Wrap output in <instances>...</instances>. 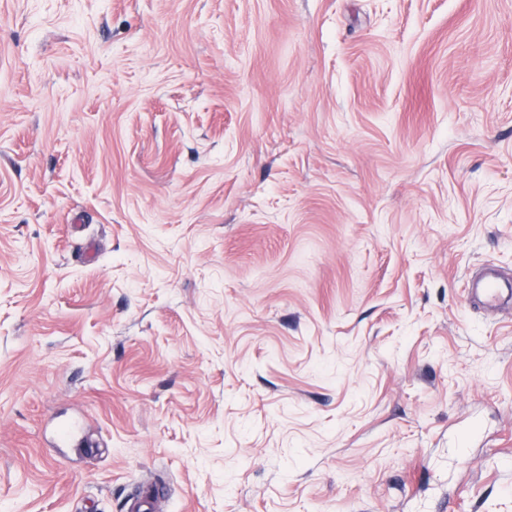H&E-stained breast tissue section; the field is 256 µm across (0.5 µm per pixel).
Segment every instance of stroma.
Masks as SVG:
<instances>
[{
  "mask_svg": "<svg viewBox=\"0 0 512 512\" xmlns=\"http://www.w3.org/2000/svg\"><path fill=\"white\" fill-rule=\"evenodd\" d=\"M487 265L512 0H0V512H512ZM474 291L477 293L478 300L489 307L498 306L503 298L501 287L491 272L484 276L481 285Z\"/></svg>",
  "mask_w": 512,
  "mask_h": 512,
  "instance_id": "1",
  "label": "stroma"
}]
</instances>
